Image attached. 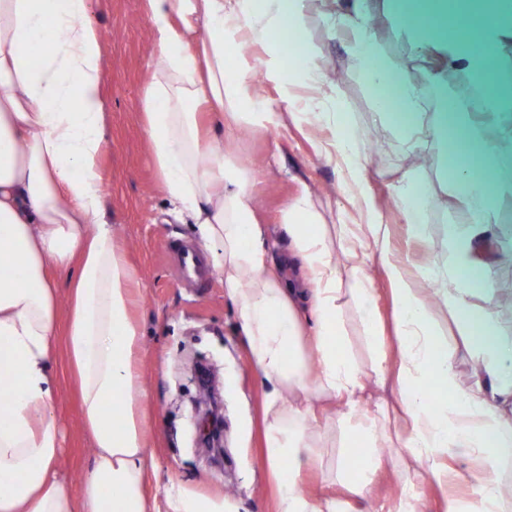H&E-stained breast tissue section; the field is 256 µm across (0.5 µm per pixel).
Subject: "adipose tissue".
I'll list each match as a JSON object with an SVG mask.
<instances>
[{"label": "adipose tissue", "instance_id": "adipose-tissue-1", "mask_svg": "<svg viewBox=\"0 0 512 512\" xmlns=\"http://www.w3.org/2000/svg\"><path fill=\"white\" fill-rule=\"evenodd\" d=\"M306 7L307 0H142L153 40L141 93L152 164L173 212L188 216L211 250L249 363L270 386L264 448L276 512H354V501L370 496L384 448L396 449L400 465L384 512H424L427 488L443 492V512H512L498 476L512 459V336L496 323L497 267L476 258L489 244L512 254V226L499 221L512 202V0H350L329 17L330 30L352 34L348 53L377 92L374 120L392 125L411 158L437 163L443 190L465 216L448 227L452 262L419 271L433 284L427 297L389 251L351 117L335 96L297 99L296 88L323 78L306 38L288 46ZM385 12L415 53L436 59L429 87L383 51L374 20ZM104 42L91 0H0V512H152L139 368L145 333L131 315L137 274L106 219L100 165ZM247 44L268 55L266 76L279 81L287 111L256 92ZM290 53L297 63L287 69ZM451 73L466 78L484 119L445 97ZM430 87L442 93L436 112L426 107ZM288 120L322 131L319 153L339 160L341 189L366 218L355 242L345 224L331 236L310 190L285 204L281 223L302 270L293 284L266 247L252 175L228 148L239 130ZM393 196L411 236L428 241L427 211L441 206V193L412 170ZM374 260L391 285L397 347L365 370L346 351L339 300L350 291L367 336L378 340L367 272ZM57 272L72 274L68 294H60ZM433 303L454 318L471 358L466 389L457 386L455 351L433 324ZM60 353L94 448L77 498L57 469ZM372 382L392 383L394 402L373 400ZM328 410L344 446L331 462L310 434ZM458 455L473 462L464 501L447 494L448 461ZM321 470L335 477L339 494L299 488L303 473ZM166 497L169 512H225L222 497L178 481Z\"/></svg>", "mask_w": 512, "mask_h": 512}]
</instances>
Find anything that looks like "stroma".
<instances>
[{
  "label": "stroma",
  "instance_id": "35a3bbf8",
  "mask_svg": "<svg viewBox=\"0 0 512 512\" xmlns=\"http://www.w3.org/2000/svg\"><path fill=\"white\" fill-rule=\"evenodd\" d=\"M92 18L105 35L108 141L101 164L106 206L137 270L141 290L133 315L145 330L140 368L148 393L154 460L144 492L154 500L156 512H169L165 489L170 480L179 479L196 492L225 495L238 512H275L263 448V405L269 387L250 368L223 282L215 279L210 287L189 288L180 282L172 259L171 240L196 245L200 239L189 218L172 213L141 128V89L151 50L150 25L141 0H93ZM302 30L318 54L324 74L321 93L338 91L342 109L351 115L367 149V178L390 228L392 252L410 254L419 265L431 257L441 263L449 260L446 229L459 223L460 212L453 204L428 212L433 250L409 237L397 213L393 186L413 161L389 132L371 122L374 94L347 53L350 33H330L316 0L304 12ZM318 138V133L290 124L261 134L239 131L231 146L237 161L254 173L251 191L258 216L269 227L270 248L289 279L296 277L297 269L288 262L291 248L279 216L301 185H308L324 203L326 223L358 221L339 188L337 162L316 151ZM275 152L280 153L281 164L268 166L267 159ZM342 318L349 354L360 366H369L375 350L354 300L345 301ZM197 362L210 365L224 400V458L219 463L198 445L190 418L189 403L195 395L190 369ZM59 407L63 444L58 471L75 492L91 463L93 447L67 377L62 380Z\"/></svg>",
  "mask_w": 512,
  "mask_h": 512
}]
</instances>
